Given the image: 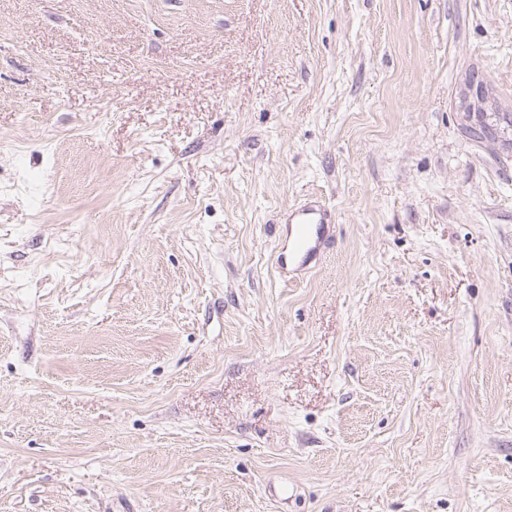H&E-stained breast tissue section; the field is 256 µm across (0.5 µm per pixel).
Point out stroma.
Returning a JSON list of instances; mask_svg holds the SVG:
<instances>
[{
	"label": "stroma",
	"instance_id": "1",
	"mask_svg": "<svg viewBox=\"0 0 512 512\" xmlns=\"http://www.w3.org/2000/svg\"><path fill=\"white\" fill-rule=\"evenodd\" d=\"M507 113L512 0H0V512H512ZM295 224V234L291 247L288 249V263L286 254L279 252L275 266L281 271L287 266L303 264L321 242L327 226L332 223L329 211L319 205H310L299 209L288 216V223Z\"/></svg>",
	"mask_w": 512,
	"mask_h": 512
}]
</instances>
